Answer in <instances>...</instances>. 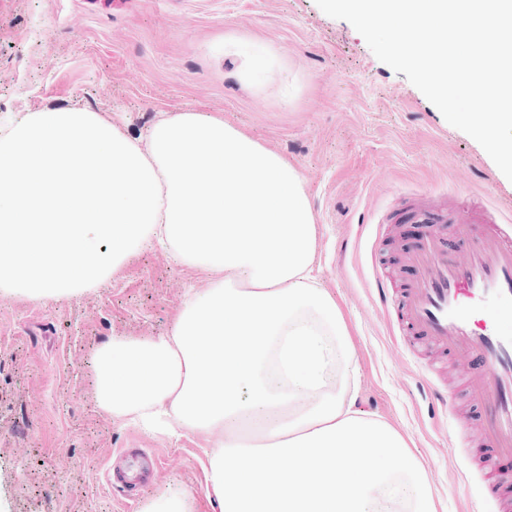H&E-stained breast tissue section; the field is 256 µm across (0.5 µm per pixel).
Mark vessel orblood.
Instances as JSON below:
<instances>
[{"label": "vessel or blood", "mask_w": 512, "mask_h": 512, "mask_svg": "<svg viewBox=\"0 0 512 512\" xmlns=\"http://www.w3.org/2000/svg\"><path fill=\"white\" fill-rule=\"evenodd\" d=\"M411 220L425 230L406 256L413 277L397 317L421 342L475 365L466 385L483 411L485 445L512 455V224L492 209L477 216L424 210ZM478 221L484 230L466 262L450 260L451 237L472 234Z\"/></svg>", "instance_id": "1"}]
</instances>
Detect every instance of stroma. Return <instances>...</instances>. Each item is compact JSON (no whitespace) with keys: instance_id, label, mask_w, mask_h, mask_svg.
<instances>
[{"instance_id":"stroma-1","label":"stroma","mask_w":512,"mask_h":512,"mask_svg":"<svg viewBox=\"0 0 512 512\" xmlns=\"http://www.w3.org/2000/svg\"><path fill=\"white\" fill-rule=\"evenodd\" d=\"M250 50L269 58L256 75ZM74 106L131 136L167 115L220 112L288 159L318 230L316 275L350 329L360 408L405 436L438 512L512 502L511 456L492 460L497 500L482 490L468 366L444 350L412 353L375 279L381 263L391 288L410 281L413 205L505 208L512 181L349 22L315 0H0V113ZM217 277L154 249L70 299L0 296V512H144L168 489L188 491L193 512H216L204 464L222 429L168 438L112 418L96 406L93 354L115 336L168 333L186 293ZM437 388L455 391L456 413ZM124 448L158 460L142 490L107 479Z\"/></svg>"}]
</instances>
